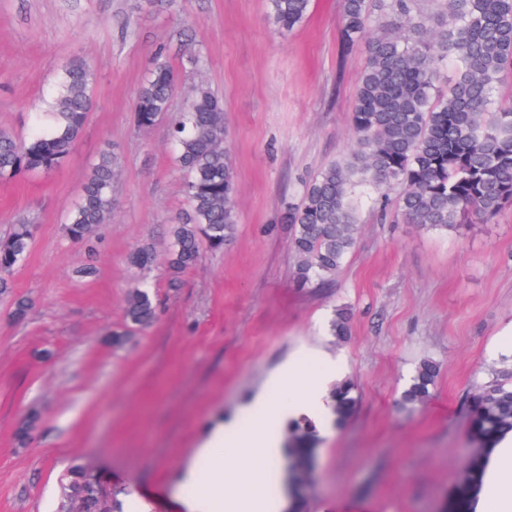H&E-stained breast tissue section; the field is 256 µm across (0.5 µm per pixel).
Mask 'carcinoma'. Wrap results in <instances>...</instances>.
<instances>
[{
  "label": "carcinoma",
  "mask_w": 512,
  "mask_h": 512,
  "mask_svg": "<svg viewBox=\"0 0 512 512\" xmlns=\"http://www.w3.org/2000/svg\"><path fill=\"white\" fill-rule=\"evenodd\" d=\"M441 8L426 17L416 0H343V48L367 41L366 65L359 82L351 122L356 144L351 153L324 167L305 186L298 202H289L281 222L293 226L297 281L324 282L340 269L356 245L357 191L365 184L379 193L386 212L387 191L401 187L397 216L407 224L452 231L460 224L490 223L512 205V104L495 105V89L512 68V0H438ZM279 31L293 29L308 13L310 0H268ZM389 20L382 32L366 38L377 10ZM456 67L448 90L439 92L442 65ZM95 74L77 57L61 69L45 109L29 137L0 132V180L20 173H50L61 168L81 139L92 109ZM179 75L159 49L147 79L138 88L133 119L150 128L167 113L175 161L185 174L186 209L170 225L164 258L170 285L197 264L202 245L220 250L238 223L237 188L229 150L224 103L200 81L185 110L171 112ZM114 157L103 152L87 175L80 203L69 212L66 236L95 249V229L112 214ZM35 225L19 222L0 241V295L11 293V276L34 240ZM157 261L150 245L129 254L128 265L145 269ZM126 315L150 326L156 309L149 294L133 288ZM438 365L424 360L401 403L422 402L438 376ZM352 387L341 383L333 394L336 423L354 409ZM473 442L480 451L463 464L464 478L448 512H469L472 478L481 467L482 449L512 431V358L504 357L488 379L468 394ZM321 439L309 420L289 424V474L310 470ZM66 501L79 512H105L107 492L75 465L63 486Z\"/></svg>",
  "instance_id": "cac0c4a2"
}]
</instances>
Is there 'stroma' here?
<instances>
[{"label":"stroma","instance_id":"35a3bbf8","mask_svg":"<svg viewBox=\"0 0 512 512\" xmlns=\"http://www.w3.org/2000/svg\"><path fill=\"white\" fill-rule=\"evenodd\" d=\"M159 49L181 74L173 111L200 77L223 98L238 187L232 238L203 250L175 288L164 265L126 263L144 244L165 254L186 205L168 119L141 129L132 118ZM193 51L202 72L186 63ZM74 57L96 73L76 150L51 174L0 181V239L16 222L36 226L12 294L32 310L15 321L12 296H0V512H61L74 464L107 488L112 512H135L136 492L171 512L174 475L209 421L234 416L303 349L340 357L356 400L349 423L322 436L307 512H447L477 451L463 399L512 329V207L439 232L379 220L363 186L355 248L330 285L298 287L282 203L354 145L366 48L343 50L341 0H311L285 35L267 0H0V130L27 136ZM105 150L117 163L116 207L91 257L63 224ZM90 262L96 276L82 277ZM132 288L157 307L148 329L125 317ZM344 306L341 339L331 322ZM115 331L124 347L107 343ZM426 359L439 366L429 399L400 406ZM34 411L37 427L18 445Z\"/></svg>","mask_w":512,"mask_h":512}]
</instances>
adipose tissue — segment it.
<instances>
[{
	"mask_svg": "<svg viewBox=\"0 0 512 512\" xmlns=\"http://www.w3.org/2000/svg\"><path fill=\"white\" fill-rule=\"evenodd\" d=\"M342 370L340 360L316 351H302L288 359L272 375L282 395H254L231 419L210 425L196 450L194 461L178 476L177 512H290L292 498L280 489V478L269 465L283 462L285 450L277 427L287 421L319 420L331 412L328 381ZM250 426L251 443L243 454L253 465L245 479L248 490L228 495L220 475L224 471L222 448L233 442L242 426ZM473 512H512V433L488 451L486 463L472 491Z\"/></svg>",
	"mask_w": 512,
	"mask_h": 512,
	"instance_id": "obj_1",
	"label": "adipose tissue"
}]
</instances>
